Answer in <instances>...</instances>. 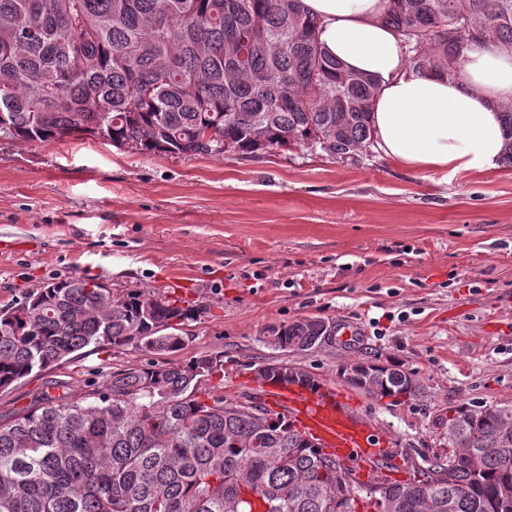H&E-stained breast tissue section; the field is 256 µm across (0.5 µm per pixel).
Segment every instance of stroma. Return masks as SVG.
Masks as SVG:
<instances>
[{
    "label": "stroma",
    "instance_id": "1",
    "mask_svg": "<svg viewBox=\"0 0 512 512\" xmlns=\"http://www.w3.org/2000/svg\"><path fill=\"white\" fill-rule=\"evenodd\" d=\"M71 276L113 293L165 291L197 309L169 363L224 356V395L266 396L265 330L301 318L354 324L359 344L287 359L347 395L390 439L395 480L448 453V410L512 404V166L443 179L370 146L335 158L300 145L257 155H139L90 136L0 139V306ZM87 348L0 391V417L64 379L154 361ZM397 361L419 386L401 404L347 384L356 362Z\"/></svg>",
    "mask_w": 512,
    "mask_h": 512
}]
</instances>
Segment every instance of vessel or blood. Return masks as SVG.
<instances>
[{
	"label": "vessel or blood",
	"mask_w": 512,
	"mask_h": 512,
	"mask_svg": "<svg viewBox=\"0 0 512 512\" xmlns=\"http://www.w3.org/2000/svg\"><path fill=\"white\" fill-rule=\"evenodd\" d=\"M272 409L286 413L292 423L337 462L358 468V478L369 480L381 471L391 454L372 423L352 413L346 396L329 386L267 388Z\"/></svg>",
	"instance_id": "1"
}]
</instances>
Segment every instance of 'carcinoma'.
Here are the masks:
<instances>
[{"label": "carcinoma", "instance_id": "cac0c4a2", "mask_svg": "<svg viewBox=\"0 0 512 512\" xmlns=\"http://www.w3.org/2000/svg\"><path fill=\"white\" fill-rule=\"evenodd\" d=\"M382 22L417 70L462 75L482 39L512 49V0H388ZM302 0H0V138L87 134L135 152L219 157L307 144L351 156L373 144L376 80L319 40ZM512 164V105L503 106ZM0 313V390L89 346L170 354L194 310L165 293L115 295L69 277ZM283 352L336 340L319 318L272 325ZM281 359L256 380L277 379ZM346 381L382 399L416 395L396 362ZM217 383H212V380ZM53 380L0 418V512H512V405L449 410L448 455L383 494L281 414L224 397V355L112 371L74 398Z\"/></svg>", "mask_w": 512, "mask_h": 512}]
</instances>
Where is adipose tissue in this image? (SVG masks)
I'll list each match as a JSON object with an SVG mask.
<instances>
[{
	"label": "adipose tissue",
	"instance_id": "obj_1",
	"mask_svg": "<svg viewBox=\"0 0 512 512\" xmlns=\"http://www.w3.org/2000/svg\"><path fill=\"white\" fill-rule=\"evenodd\" d=\"M321 23L324 49L375 77L374 140L395 165L443 177L496 169L505 148L501 119L512 103V52L473 46L463 80L412 68L398 34L380 21L387 0H302Z\"/></svg>",
	"mask_w": 512,
	"mask_h": 512
}]
</instances>
